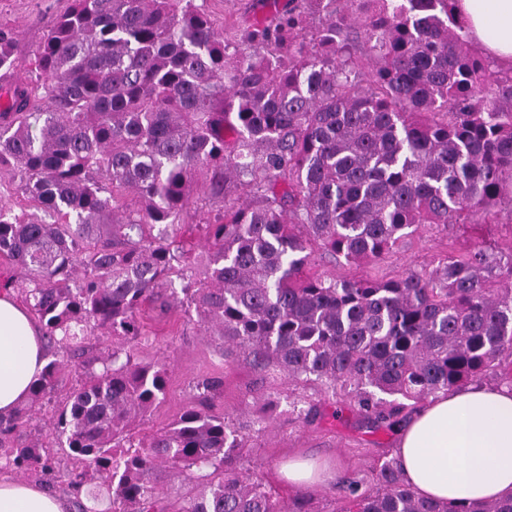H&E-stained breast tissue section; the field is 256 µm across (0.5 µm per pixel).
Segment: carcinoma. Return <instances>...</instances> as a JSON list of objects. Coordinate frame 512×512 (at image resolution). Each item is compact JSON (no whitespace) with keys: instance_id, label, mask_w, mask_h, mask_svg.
I'll list each match as a JSON object with an SVG mask.
<instances>
[{"instance_id":"cac0c4a2","label":"carcinoma","mask_w":512,"mask_h":512,"mask_svg":"<svg viewBox=\"0 0 512 512\" xmlns=\"http://www.w3.org/2000/svg\"><path fill=\"white\" fill-rule=\"evenodd\" d=\"M268 16L218 33L196 0H69L14 79L0 24V257L55 350L25 404L0 417L6 465L55 477L39 441L16 444L66 369L53 429L77 512H315L234 463L247 433L210 413L218 378L167 427L132 429L166 396L140 350L141 306L180 281L222 354L267 377L342 395L378 427L488 377L512 385V245H475L397 279L312 270L321 251L370 268L422 226L512 213V71L464 38L455 0H263ZM207 250L180 245L192 196ZM123 345L96 352L91 337ZM377 487L339 485L336 512H512V497L416 495L397 458ZM193 484L173 497L168 482Z\"/></svg>"}]
</instances>
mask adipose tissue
Masks as SVG:
<instances>
[{
	"label": "adipose tissue",
	"instance_id": "obj_1",
	"mask_svg": "<svg viewBox=\"0 0 512 512\" xmlns=\"http://www.w3.org/2000/svg\"><path fill=\"white\" fill-rule=\"evenodd\" d=\"M469 37L512 69V0H457ZM46 364L28 308L0 293V414L24 403ZM421 497L480 501L512 496V387L472 384L430 399L398 430L395 450ZM0 512H69L44 484L0 473Z\"/></svg>",
	"mask_w": 512,
	"mask_h": 512
}]
</instances>
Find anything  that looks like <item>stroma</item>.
<instances>
[{"mask_svg": "<svg viewBox=\"0 0 512 512\" xmlns=\"http://www.w3.org/2000/svg\"><path fill=\"white\" fill-rule=\"evenodd\" d=\"M202 3L219 31L225 24H245L265 14L259 0ZM65 6V0H0V23L18 32L20 56L28 55L40 41L45 25ZM479 242L511 245L512 217L502 216L496 224H457L445 233L433 227L419 229L382 263L381 272L395 277L411 268H431L439 256L466 252ZM140 318L152 333L153 344L145 349V357L163 359L168 367L166 397L140 421L141 432L171 424L194 401L195 382L217 377L223 382V391L214 400L215 413L244 421L258 417L269 420L265 431L251 433L241 451L238 472L271 488L282 499L292 498L297 492L280 474L281 465L289 459L332 464V479L311 487L310 493L319 512H335L340 506L338 480L371 479L376 463L393 457L395 430L376 428L347 405L324 406L322 418L311 424L298 421L299 410L316 398V385L294 386L280 376L263 382L244 358L224 360L217 340L199 326L194 310L176 306L164 312L148 303L142 306Z\"/></svg>", "mask_w": 512, "mask_h": 512, "instance_id": "1", "label": "stroma"}]
</instances>
